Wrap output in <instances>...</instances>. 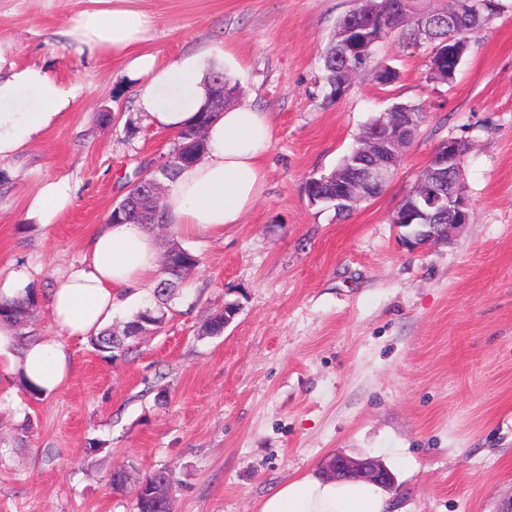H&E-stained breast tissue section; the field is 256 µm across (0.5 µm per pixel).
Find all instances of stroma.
Returning <instances> with one entry per match:
<instances>
[{"instance_id": "stroma-1", "label": "stroma", "mask_w": 512, "mask_h": 512, "mask_svg": "<svg viewBox=\"0 0 512 512\" xmlns=\"http://www.w3.org/2000/svg\"><path fill=\"white\" fill-rule=\"evenodd\" d=\"M455 78H429V51L389 36L372 69L329 102L322 56L356 0H139L160 63L224 47L241 99L271 113L265 188L241 223L183 246L200 259L158 332L108 359L60 337L73 359L56 394L33 398L0 372V512H135L139 482L174 468L173 512H260L281 483L329 454L379 459L399 512H498L512 498V0ZM85 0H0V51L81 93L25 153L0 161V264L32 278L25 329L56 334L47 297L136 177L175 135L145 124L120 62L77 60L60 36ZM424 121L386 190L349 215L310 204L394 103ZM464 139L469 224L448 243L402 247L391 216L438 144ZM75 195L48 233L23 219L45 180ZM235 303L223 333L203 335ZM125 470L124 491L112 473Z\"/></svg>"}]
</instances>
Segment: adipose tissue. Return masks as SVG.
Here are the masks:
<instances>
[{"label":"adipose tissue","mask_w":512,"mask_h":512,"mask_svg":"<svg viewBox=\"0 0 512 512\" xmlns=\"http://www.w3.org/2000/svg\"><path fill=\"white\" fill-rule=\"evenodd\" d=\"M77 19L61 35L79 56L101 55L123 62L137 86L145 123L176 133L195 123L207 102L208 73L224 64L223 49L182 56L159 64L147 45L152 17L138 0H86ZM80 94L45 67H19L0 53V161L27 149L70 111ZM272 116L242 103L216 114L205 130L207 152L184 168L165 199L166 218L179 236L223 235L241 223L260 197L266 179L262 153L272 135ZM72 190L62 181H45L33 193L27 218L49 230L71 206ZM158 244L139 224H103L89 240L82 260L71 266L51 291L53 325L70 337L98 334L112 321L115 308L140 299L157 284ZM16 327L0 323V370L18 377L42 395L57 392L69 379L72 361L55 339L47 337L17 348ZM391 495L367 481L337 482L308 475L281 485L261 512H390Z\"/></svg>","instance_id":"obj_1"}]
</instances>
